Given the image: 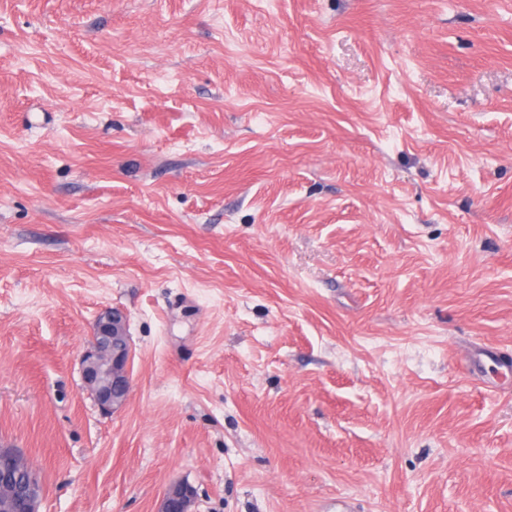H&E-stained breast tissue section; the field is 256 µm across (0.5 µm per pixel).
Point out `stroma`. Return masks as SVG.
<instances>
[{"mask_svg":"<svg viewBox=\"0 0 512 512\" xmlns=\"http://www.w3.org/2000/svg\"><path fill=\"white\" fill-rule=\"evenodd\" d=\"M1 444L40 512H512V0H0ZM87 347L80 357L83 384L104 414L120 409L132 389L134 350L127 314L112 307L94 321ZM196 491L187 481H176L163 492L157 512H197Z\"/></svg>","mask_w":512,"mask_h":512,"instance_id":"obj_1","label":"stroma"}]
</instances>
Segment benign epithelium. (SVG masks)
Masks as SVG:
<instances>
[{"instance_id": "7a95c632", "label": "benign epithelium", "mask_w": 512, "mask_h": 512, "mask_svg": "<svg viewBox=\"0 0 512 512\" xmlns=\"http://www.w3.org/2000/svg\"><path fill=\"white\" fill-rule=\"evenodd\" d=\"M134 350L127 314L112 307L94 321L80 357L83 384L104 414L120 409L132 389ZM43 487L36 469L10 448H0V506L7 512H39ZM158 512H197L196 491L176 481L163 492Z\"/></svg>"}]
</instances>
